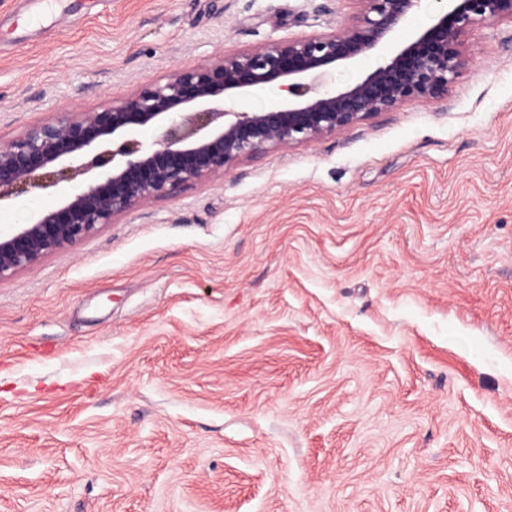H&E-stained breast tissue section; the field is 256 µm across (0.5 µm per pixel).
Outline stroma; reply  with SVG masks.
<instances>
[{
    "label": "stroma",
    "instance_id": "stroma-1",
    "mask_svg": "<svg viewBox=\"0 0 512 512\" xmlns=\"http://www.w3.org/2000/svg\"><path fill=\"white\" fill-rule=\"evenodd\" d=\"M357 9L0 0V142ZM463 53L0 283V512H512V22Z\"/></svg>",
    "mask_w": 512,
    "mask_h": 512
}]
</instances>
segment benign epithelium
Here are the masks:
<instances>
[{"mask_svg":"<svg viewBox=\"0 0 512 512\" xmlns=\"http://www.w3.org/2000/svg\"><path fill=\"white\" fill-rule=\"evenodd\" d=\"M340 31L218 56L196 69L120 95L98 112H73L0 143V201L38 187L59 200L0 233V282L101 226L188 186L220 178L269 148L308 144L352 128L407 100L448 94L475 24L512 20V0H444L429 26L404 44L400 24L420 0H357ZM387 52L358 79L337 76ZM275 86L257 110L226 103ZM145 129L154 131L141 138Z\"/></svg>","mask_w":512,"mask_h":512,"instance_id":"obj_1","label":"benign epithelium"}]
</instances>
